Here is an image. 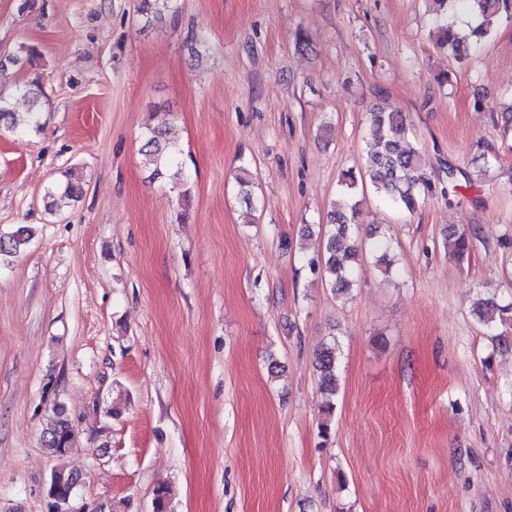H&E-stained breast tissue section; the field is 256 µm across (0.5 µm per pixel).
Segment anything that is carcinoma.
<instances>
[{
    "label": "carcinoma",
    "mask_w": 512,
    "mask_h": 512,
    "mask_svg": "<svg viewBox=\"0 0 512 512\" xmlns=\"http://www.w3.org/2000/svg\"><path fill=\"white\" fill-rule=\"evenodd\" d=\"M433 26L438 43L455 56L465 52L463 41L448 21V9L459 2L476 17L478 24L472 29L477 42L486 41L492 34L500 17L512 19V0H432ZM179 12V0H138L137 16L143 26L149 27L173 17ZM20 97L31 102V111L25 113L23 122H18L12 99L0 95V133H23L39 131L41 124V88L32 83L19 90ZM372 137L365 146V165L359 175L349 171L344 174L346 187L353 188L358 181L369 184L373 192L393 207L413 212L419 203L435 192V183L430 173L421 164L420 152L408 140L409 126L406 116L399 112L373 111L369 117ZM144 143L141 154L145 163L152 167L151 176L163 178L170 190L178 191L185 185V177L178 161L180 150L167 138V122L149 125L142 133ZM357 211L338 209L331 214V224L325 232L324 251L311 261L313 269L321 270L329 288L336 294L346 293L352 288L353 267L363 255L362 246L349 243L351 226ZM33 238L30 227L21 225L16 229L0 232V261L27 248ZM448 248L453 255L462 258L469 253L470 240L465 231L456 230L448 235ZM339 348L336 341L325 344L316 357L319 386L325 396L322 411L325 418L320 423L319 434L327 440L332 432V415L336 395L339 391L338 370ZM56 420L43 435L44 447L57 458L65 456L74 440L70 422L64 418V408L53 406ZM52 507L62 502H72L78 477L71 471L58 466L52 473ZM152 512H171L167 488L163 485L154 490Z\"/></svg>",
    "instance_id": "cac0c4a2"
}]
</instances>
